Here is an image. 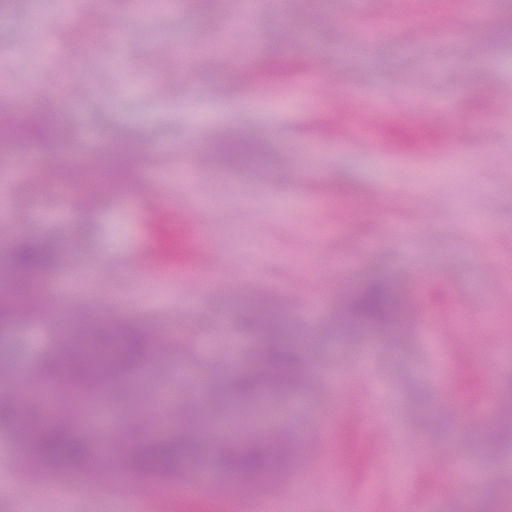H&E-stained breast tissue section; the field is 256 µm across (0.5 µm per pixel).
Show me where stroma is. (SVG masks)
Masks as SVG:
<instances>
[{"mask_svg":"<svg viewBox=\"0 0 512 512\" xmlns=\"http://www.w3.org/2000/svg\"><path fill=\"white\" fill-rule=\"evenodd\" d=\"M236 9L224 0L210 19L184 0H17L0 15V112L19 103L71 112L63 147L24 152L70 164L126 140L144 172L136 192L92 217L77 209L75 185L41 183L35 169L14 177L0 233L54 239L60 259L44 276L57 288L44 292L40 320L0 330V388L28 383L60 337V317L115 312L180 328L167 361L75 409L81 431L109 416L96 468L10 471L0 512H24L35 483L40 512H132L114 477L126 445L188 423L205 442L192 466L255 512H481L470 473L512 486V435L481 440L506 413L512 384V46L486 49L485 28L469 23L453 38L411 21L384 29L399 0H315L302 12L293 0H259L240 23ZM289 16L295 35L322 46L335 84L314 85L305 69L266 89L238 82L236 61L281 46ZM75 19H111L116 30L81 49L67 36ZM366 29L377 37L365 39ZM351 85L423 113L447 130L446 145L390 154L315 131L314 116ZM227 129L263 137L262 161L214 165L206 144ZM170 192L203 222L215 254L195 288L133 259L144 240L142 197L157 204ZM372 278L397 284L425 323L337 329L340 294ZM255 300L304 341L314 370L298 391L274 396L273 412L260 402L228 406L215 393L260 342L243 318ZM465 361L478 383L443 408ZM344 398L367 464L329 478L284 473L240 498L211 446L225 425L299 435L315 462L319 447L336 445L324 420Z\"/></svg>","mask_w":512,"mask_h":512,"instance_id":"35a3bbf8","label":"stroma"}]
</instances>
